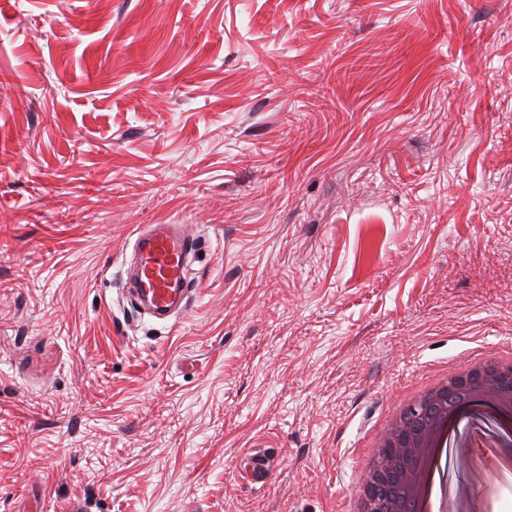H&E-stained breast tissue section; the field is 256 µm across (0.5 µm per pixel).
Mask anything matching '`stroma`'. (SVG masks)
Here are the masks:
<instances>
[{
	"label": "stroma",
	"instance_id": "35a3bbf8",
	"mask_svg": "<svg viewBox=\"0 0 512 512\" xmlns=\"http://www.w3.org/2000/svg\"><path fill=\"white\" fill-rule=\"evenodd\" d=\"M178 220L196 299L133 318ZM506 346L512 0H0V512H336ZM150 224L139 230L132 245L133 265L128 288L137 314L170 322L184 314L197 291L188 268L198 238L189 224ZM276 462L266 452H252L245 455L237 464V471L243 473L248 485L265 486L276 469Z\"/></svg>",
	"mask_w": 512,
	"mask_h": 512
}]
</instances>
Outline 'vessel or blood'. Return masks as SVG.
Returning <instances> with one entry per match:
<instances>
[{
  "label": "vessel or blood",
  "instance_id": "obj_1",
  "mask_svg": "<svg viewBox=\"0 0 512 512\" xmlns=\"http://www.w3.org/2000/svg\"><path fill=\"white\" fill-rule=\"evenodd\" d=\"M197 245L198 238L187 224H152L137 232L129 293L140 313L168 322L188 311L195 294L188 268ZM275 469V460L265 452L249 453L237 465L253 486L267 485Z\"/></svg>",
  "mask_w": 512,
  "mask_h": 512
}]
</instances>
